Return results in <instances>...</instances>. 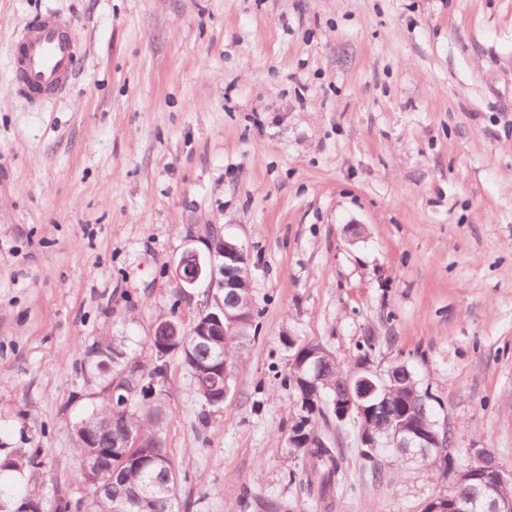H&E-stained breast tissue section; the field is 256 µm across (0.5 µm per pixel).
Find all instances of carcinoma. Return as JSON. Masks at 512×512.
Masks as SVG:
<instances>
[{"instance_id":"1","label":"carcinoma","mask_w":512,"mask_h":512,"mask_svg":"<svg viewBox=\"0 0 512 512\" xmlns=\"http://www.w3.org/2000/svg\"><path fill=\"white\" fill-rule=\"evenodd\" d=\"M253 325H243L224 319V335L213 337L212 349L223 355L227 365L226 380L216 384L212 378H194L193 392L203 406L220 409V396L231 390L235 371L242 359L244 344L256 338ZM196 337H179L171 349L163 346L164 337L148 336L150 358L143 362L127 352L123 336H100L85 352L84 370L103 384V400L74 426V438L86 433L93 442L77 445L80 465L76 479L88 489L85 512H115L113 498L98 496L96 486L113 478V494L121 495L128 503V512H162L159 500L144 494L153 484L167 486V500L176 496V475L160 435L165 414L166 377L169 357L179 354L188 370L196 372ZM282 383L294 395V416L291 428L303 424L314 430L319 420L334 418L336 392L342 390L338 374L342 368L336 356L325 346L312 343L295 360ZM377 393L364 401L366 420H357L361 430L375 431L390 423L403 424L415 430L439 429L427 403L429 395L420 389L413 372L402 373L396 382L378 383ZM112 419V428L96 435L100 423ZM139 438L136 448L125 447L129 436ZM289 447L303 458V464L314 468L307 480L306 490L321 501L334 498L345 482L341 470V449L335 442L322 439L313 448L288 439Z\"/></svg>"}]
</instances>
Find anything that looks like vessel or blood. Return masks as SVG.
Returning <instances> with one entry per match:
<instances>
[{"label":"vessel or blood","instance_id":"obj_1","mask_svg":"<svg viewBox=\"0 0 512 512\" xmlns=\"http://www.w3.org/2000/svg\"><path fill=\"white\" fill-rule=\"evenodd\" d=\"M16 92L38 107L61 97L80 59V43L73 23L46 12L29 19L12 47Z\"/></svg>","mask_w":512,"mask_h":512}]
</instances>
